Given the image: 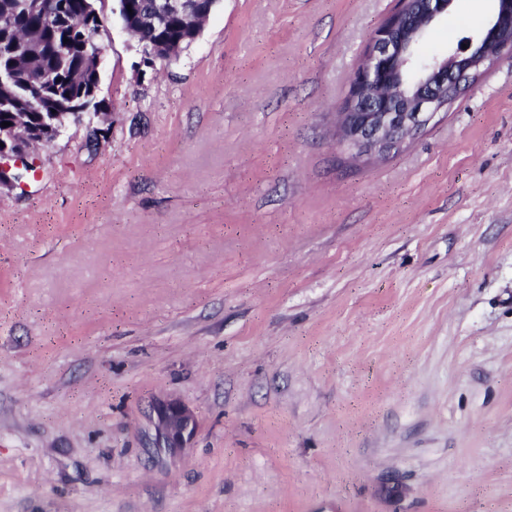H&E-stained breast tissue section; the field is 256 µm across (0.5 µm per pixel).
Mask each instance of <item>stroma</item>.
I'll return each mask as SVG.
<instances>
[{
	"instance_id": "obj_1",
	"label": "stroma",
	"mask_w": 512,
	"mask_h": 512,
	"mask_svg": "<svg viewBox=\"0 0 512 512\" xmlns=\"http://www.w3.org/2000/svg\"><path fill=\"white\" fill-rule=\"evenodd\" d=\"M94 6L99 111L0 186V512H512V54L357 159L397 0H221L152 67ZM150 419L153 448H185L197 430L195 415L181 403L167 398H159L152 404Z\"/></svg>"
}]
</instances>
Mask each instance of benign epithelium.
<instances>
[{
  "label": "benign epithelium",
  "instance_id": "7a95c632",
  "mask_svg": "<svg viewBox=\"0 0 512 512\" xmlns=\"http://www.w3.org/2000/svg\"><path fill=\"white\" fill-rule=\"evenodd\" d=\"M55 0H19L25 12L43 13L50 18ZM196 0H156L160 21L177 18L194 21ZM453 0H399V8L368 38L365 59L351 81L349 97L340 112V136L357 156H385L410 135L424 127L483 73L484 67L503 51L512 52V0L508 8L491 19L494 36L464 40L467 48L447 58L424 57L419 51L428 29L448 12ZM36 141L24 125L0 129V175H14L21 183L23 173L34 169L30 146ZM154 448L186 446L196 433L195 415L181 403L157 399L151 407Z\"/></svg>",
  "mask_w": 512,
  "mask_h": 512
}]
</instances>
